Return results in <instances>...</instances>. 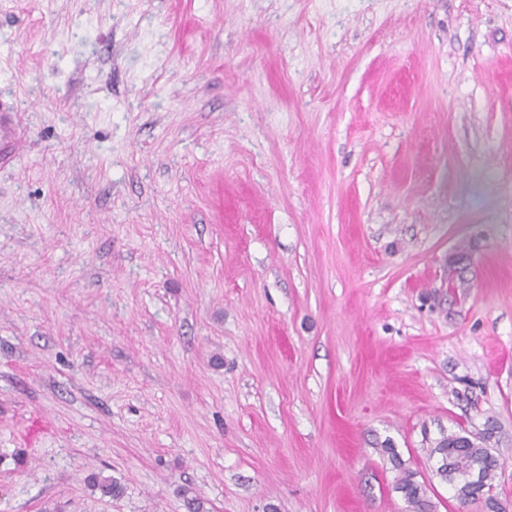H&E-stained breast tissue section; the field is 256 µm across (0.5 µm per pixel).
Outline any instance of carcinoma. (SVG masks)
Listing matches in <instances>:
<instances>
[{"instance_id": "carcinoma-1", "label": "carcinoma", "mask_w": 512, "mask_h": 512, "mask_svg": "<svg viewBox=\"0 0 512 512\" xmlns=\"http://www.w3.org/2000/svg\"><path fill=\"white\" fill-rule=\"evenodd\" d=\"M384 451L399 470L394 485L395 492L401 495L412 512H435V504L427 497L426 485L417 479V472L404 466L394 448L386 446ZM429 457L435 460V475L453 487L454 498L459 506L465 507L477 500V489L466 482V475L479 463L483 464L481 484L486 494V502L497 500L493 489L498 461L482 441L459 434H444L434 441V446L429 449ZM89 482L105 496L118 498L123 494L122 485L109 477L93 474Z\"/></svg>"}]
</instances>
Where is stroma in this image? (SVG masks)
<instances>
[{
	"mask_svg": "<svg viewBox=\"0 0 512 512\" xmlns=\"http://www.w3.org/2000/svg\"><path fill=\"white\" fill-rule=\"evenodd\" d=\"M0 99V512H512V0H0ZM14 112V106L5 107L3 101L0 102V145L13 147L20 140L13 120ZM429 457L435 460V475L453 487L459 506L465 507L478 500L476 492L480 488H473L465 478L473 467L468 479L474 487H478L481 478L484 494L487 495L485 508L491 501L498 502L497 496L493 494L498 461L481 440L459 434H443L429 449ZM478 463H482L483 467H475ZM389 454L391 463L399 470V476L394 485L395 492L399 493L411 507L412 512H435V504L427 497V488L424 482L417 479V472L406 468L395 448H383Z\"/></svg>",
	"mask_w": 512,
	"mask_h": 512,
	"instance_id": "obj_1",
	"label": "stroma"
}]
</instances>
